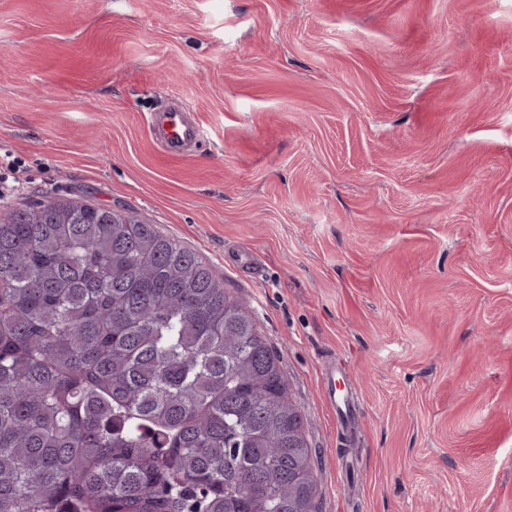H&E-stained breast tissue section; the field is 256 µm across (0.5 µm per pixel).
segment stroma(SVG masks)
<instances>
[{"mask_svg": "<svg viewBox=\"0 0 512 512\" xmlns=\"http://www.w3.org/2000/svg\"><path fill=\"white\" fill-rule=\"evenodd\" d=\"M1 151L0 213L135 212L249 303L319 512H512V0H0ZM152 134L163 153L177 158L188 153V147L200 140L202 131L185 113L166 112L160 120L152 119ZM321 387L326 402L336 411L339 418L347 417L354 406V398L348 389L337 387L336 365L325 370L321 376Z\"/></svg>", "mask_w": 512, "mask_h": 512, "instance_id": "stroma-1", "label": "stroma"}]
</instances>
